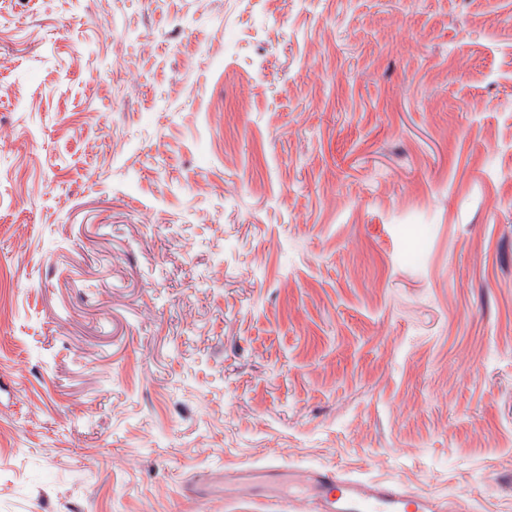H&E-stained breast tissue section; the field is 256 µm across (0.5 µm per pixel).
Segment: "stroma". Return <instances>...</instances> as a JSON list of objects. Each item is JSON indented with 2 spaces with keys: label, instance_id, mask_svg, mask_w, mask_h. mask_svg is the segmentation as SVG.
<instances>
[{
  "label": "stroma",
  "instance_id": "stroma-1",
  "mask_svg": "<svg viewBox=\"0 0 512 512\" xmlns=\"http://www.w3.org/2000/svg\"><path fill=\"white\" fill-rule=\"evenodd\" d=\"M0 263V512H512V0H0ZM225 490L241 498H265L270 512L446 511L444 503L397 481L362 480L336 468L306 470L282 462L224 469ZM272 490L279 493L267 496Z\"/></svg>",
  "mask_w": 512,
  "mask_h": 512
}]
</instances>
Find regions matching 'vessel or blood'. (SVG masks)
Returning <instances> with one entry per match:
<instances>
[{
	"label": "vessel or blood",
	"mask_w": 512,
	"mask_h": 512,
	"mask_svg": "<svg viewBox=\"0 0 512 512\" xmlns=\"http://www.w3.org/2000/svg\"><path fill=\"white\" fill-rule=\"evenodd\" d=\"M224 487L246 499L268 498L269 512H444V503L397 481L357 479L336 468L282 462L225 470Z\"/></svg>",
	"instance_id": "1"
}]
</instances>
